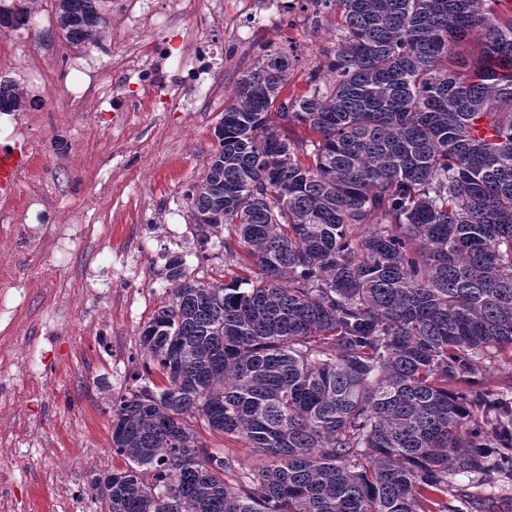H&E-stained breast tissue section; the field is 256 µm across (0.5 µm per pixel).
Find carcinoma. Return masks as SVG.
<instances>
[{"mask_svg":"<svg viewBox=\"0 0 512 512\" xmlns=\"http://www.w3.org/2000/svg\"><path fill=\"white\" fill-rule=\"evenodd\" d=\"M18 2L1 27L29 26ZM299 2L316 27L336 12L326 66L290 98L294 51L263 46L187 191L258 272L243 290L168 260L142 385L109 404L126 468L91 481L101 512H462L454 477L512 481V400L485 386L512 358V7ZM56 18L72 44L107 38L100 0ZM202 424L258 472L224 482Z\"/></svg>","mask_w":512,"mask_h":512,"instance_id":"1","label":"carcinoma"}]
</instances>
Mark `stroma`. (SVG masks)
<instances>
[{
  "mask_svg": "<svg viewBox=\"0 0 512 512\" xmlns=\"http://www.w3.org/2000/svg\"><path fill=\"white\" fill-rule=\"evenodd\" d=\"M166 4L136 0L127 14L106 0L112 46L92 56L117 111L93 113L98 135L66 124L62 108L41 115L40 131L49 140L41 166L53 190L29 220L38 227L55 223L60 209L82 212L85 230L65 243L72 257L61 281L85 284L88 292L68 307L55 303L53 291L37 293L23 312L34 327L25 353L44 384L23 405L41 443L0 458L13 471L16 512H57L47 476L59 465L80 492L78 512H99L91 479L125 466L112 449L108 402L136 386L143 362L138 336L166 298L168 258L181 255L192 277L210 283H227L242 273L224 251L227 230L210 231L208 247H200L205 233L185 196L204 175L217 144L223 97L261 46L285 37L299 56L287 91L305 93L308 72L325 64L324 51L338 33L334 14L312 25L296 0H182V16L152 62L165 81L158 94L149 91L144 75L122 67L119 53L121 36L133 32L136 15L163 17ZM11 36L56 65L68 48L54 0H39L29 27ZM129 286L148 290L149 304H122V290ZM199 437L234 459L226 482L257 470L259 457L243 441L205 428Z\"/></svg>",
  "mask_w": 512,
  "mask_h": 512,
  "instance_id": "obj_1",
  "label": "stroma"
}]
</instances>
